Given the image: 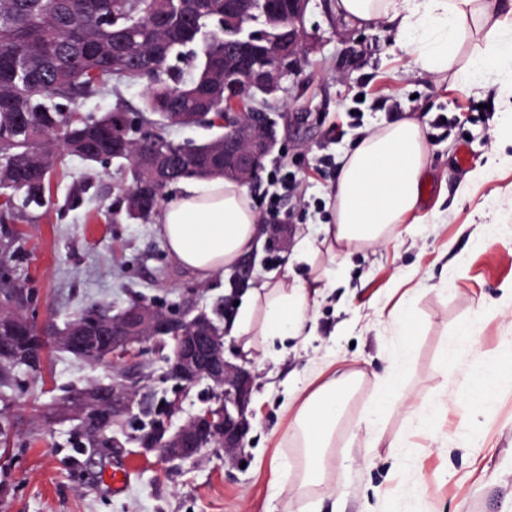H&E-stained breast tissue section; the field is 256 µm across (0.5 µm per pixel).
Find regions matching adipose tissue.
<instances>
[{
  "instance_id": "obj_1",
  "label": "adipose tissue",
  "mask_w": 512,
  "mask_h": 512,
  "mask_svg": "<svg viewBox=\"0 0 512 512\" xmlns=\"http://www.w3.org/2000/svg\"><path fill=\"white\" fill-rule=\"evenodd\" d=\"M500 0H337L336 11L354 22H395L398 42L423 70L439 75L455 69L459 83L471 87L484 78L512 75V21L499 18ZM479 15L493 20L482 46L461 68H454L465 25ZM423 129L401 118L359 141L346 155L332 189L333 223L322 240L297 239L293 258L313 265L308 282L287 283L266 276L243 297L229 334L242 355L269 353L288 338L314 331L315 302L333 287V272L316 267L320 253L346 259L352 250L393 241L401 224L419 208L420 183L427 165ZM259 218L245 185L221 178L184 180L164 203L159 233L172 258L200 280L230 269L260 243ZM349 376L331 378L302 402H288L289 428L303 440L305 478L314 481L330 464L328 454Z\"/></svg>"
}]
</instances>
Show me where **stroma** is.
<instances>
[{"instance_id": "stroma-1", "label": "stroma", "mask_w": 512, "mask_h": 512, "mask_svg": "<svg viewBox=\"0 0 512 512\" xmlns=\"http://www.w3.org/2000/svg\"><path fill=\"white\" fill-rule=\"evenodd\" d=\"M305 26L307 62L268 106L278 145L266 169L287 166L300 184L287 206L290 236L321 239L334 221L338 172H319L320 158L342 160L360 138L405 116L419 121L429 148L423 222L386 247L352 252L316 302L314 335L290 341L278 359H252L256 416L243 466L225 467L213 449L196 464L143 455L130 427L119 448L88 447L82 417L49 414L69 388L110 383L112 366L51 348L40 372L0 385L8 437L0 512H364L369 504L375 512H512V378L488 394L485 412L460 391L477 379L472 360L512 371V300L504 294L512 286V131L501 125L503 82L464 88L429 74L396 47L394 23L344 19L336 0H311ZM145 94L138 84L58 104L94 117L119 104L135 119ZM494 151L497 171L478 180ZM126 185L116 164L70 158L52 175L45 207L0 195V250L15 247L7 275L29 293L26 314L37 325L63 328L93 304L117 312L136 299L191 300L208 309L223 299L225 274L200 281L170 256L156 221L126 219ZM290 254L256 249L253 285L268 273L307 279L309 266L288 264ZM404 287L407 336L389 317ZM459 344L467 354L455 361ZM331 360L362 378L336 425L334 466L308 482L281 404L285 389L313 390ZM388 374L401 395L369 448L354 425ZM419 416L433 419L436 436L418 431ZM116 466L132 471L118 493L103 484Z\"/></svg>"}]
</instances>
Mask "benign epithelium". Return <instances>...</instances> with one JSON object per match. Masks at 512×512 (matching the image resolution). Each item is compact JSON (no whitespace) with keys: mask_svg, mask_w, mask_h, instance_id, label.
<instances>
[{"mask_svg":"<svg viewBox=\"0 0 512 512\" xmlns=\"http://www.w3.org/2000/svg\"><path fill=\"white\" fill-rule=\"evenodd\" d=\"M310 0H288L287 12L276 10L270 14L271 25L280 36L261 56L251 59L252 51L235 46L224 62V167L196 169L201 178L215 174L226 180L250 184L259 180L265 159L277 146L275 122L264 112H256V98L266 100L280 91L281 80L299 72L306 37V13ZM224 19L232 25L246 20L244 4L239 0H224ZM147 163L158 178H163L170 164L169 157L157 153ZM262 233L269 241L282 248L288 239L285 224H263ZM254 272V257L244 258L228 277L229 288L224 294V322L232 317V305L249 287ZM93 328L103 340L112 360L113 376L109 396L120 409L130 397L127 376L121 365L133 357L132 349L138 342L149 339L161 347H170L166 356V378L175 385L188 389L206 382L212 390V404L198 411L177 430L165 431L160 436H147L140 445L148 452H156L168 460L196 461L204 450L216 446L224 450V463L233 466L241 456L252 429L255 412L249 409L256 374L219 350L223 336L212 315L193 308L176 316L160 314L155 305L137 300L119 311L112 322L97 321ZM144 409L160 408L165 422L179 410V400L157 397L148 385L137 390ZM71 409L86 417H96L103 409L97 387L89 386L70 397Z\"/></svg>","mask_w":512,"mask_h":512,"instance_id":"1","label":"benign epithelium"}]
</instances>
